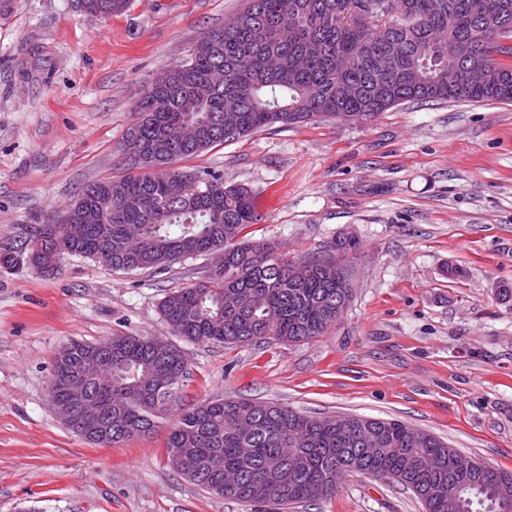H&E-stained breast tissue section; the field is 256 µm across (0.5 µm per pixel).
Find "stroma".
<instances>
[{
  "mask_svg": "<svg viewBox=\"0 0 512 512\" xmlns=\"http://www.w3.org/2000/svg\"><path fill=\"white\" fill-rule=\"evenodd\" d=\"M245 0H130L109 19L76 0H16L0 19V246L126 174L136 102L162 67ZM246 185L257 236L297 259L355 236L354 294L300 344L184 343L182 403L249 398L313 416L396 419L512 472V103L405 102L374 120L275 126L180 163ZM464 270L449 280L448 266ZM205 257L124 273L77 255L47 275L0 267V512H251L173 470L167 430L101 446L50 401L56 352L117 335L171 339L170 292ZM288 512H425L403 486L351 474Z\"/></svg>",
  "mask_w": 512,
  "mask_h": 512,
  "instance_id": "stroma-1",
  "label": "stroma"
}]
</instances>
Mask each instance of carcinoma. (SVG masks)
<instances>
[{
  "label": "carcinoma",
  "instance_id": "carcinoma-1",
  "mask_svg": "<svg viewBox=\"0 0 512 512\" xmlns=\"http://www.w3.org/2000/svg\"><path fill=\"white\" fill-rule=\"evenodd\" d=\"M91 16L123 13L128 0H77ZM359 0H246L236 23L207 31L187 62L160 70L167 81L147 85L123 146L147 153L133 173L89 183L96 195L71 203L82 225L73 239L66 224H39L26 249L0 253V267L35 251L90 256L112 250V269L162 270L166 255L200 256L214 247L232 255L207 280L174 291L160 311L171 333L190 342L250 343L276 338L301 343L324 334L351 297L348 266L359 258L356 237H343L331 253L292 260L269 242L252 238L258 222L251 191L198 175L199 194L183 193L172 164L278 124L351 117L371 119L409 101L512 102V65L491 54L497 40H512V0H393L396 8L354 19ZM482 65L489 79L471 87L465 71ZM112 443L149 435L159 412L177 402L186 376L178 359H156L142 336H114ZM358 431L380 439L378 452L362 455L352 437L323 428L314 417L269 403L266 413L250 399L182 404L167 447L185 448L211 482L189 477L218 496L284 512L288 506L326 499L317 492L330 473L393 480L416 498L448 486V449L440 438L399 420L352 418ZM435 453L440 469L411 466V456ZM279 463L278 487L258 479ZM462 512H512V472L485 466L464 491Z\"/></svg>",
  "mask_w": 512,
  "mask_h": 512
}]
</instances>
